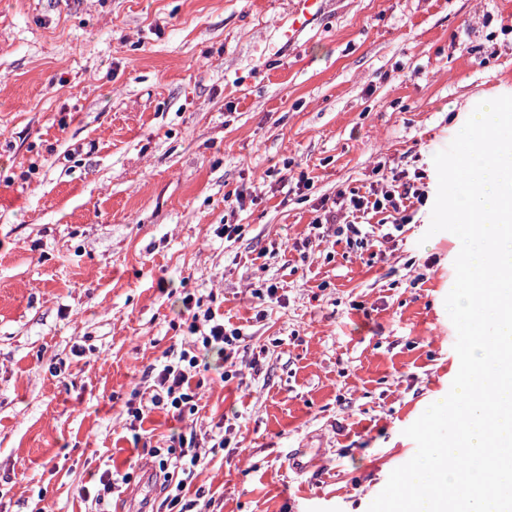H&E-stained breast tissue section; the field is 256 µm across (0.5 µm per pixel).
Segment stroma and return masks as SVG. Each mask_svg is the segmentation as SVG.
Returning <instances> with one entry per match:
<instances>
[{
	"instance_id": "1",
	"label": "stroma",
	"mask_w": 512,
	"mask_h": 512,
	"mask_svg": "<svg viewBox=\"0 0 512 512\" xmlns=\"http://www.w3.org/2000/svg\"><path fill=\"white\" fill-rule=\"evenodd\" d=\"M287 2L0 0V512H93L111 467L137 512L180 433L209 452L193 512H367L414 456L459 369L433 157L472 97L512 90V0H323L291 42ZM417 174L428 202L391 239L313 228ZM208 294L246 337L235 375L212 360L195 410L134 435Z\"/></svg>"
}]
</instances>
